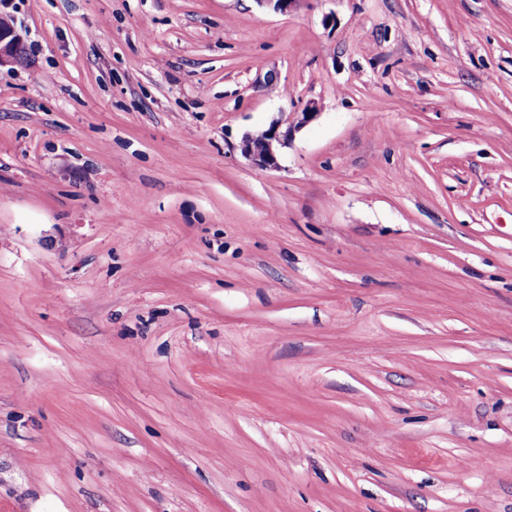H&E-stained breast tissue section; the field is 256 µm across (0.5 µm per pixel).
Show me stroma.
I'll return each mask as SVG.
<instances>
[{
	"label": "stroma",
	"mask_w": 512,
	"mask_h": 512,
	"mask_svg": "<svg viewBox=\"0 0 512 512\" xmlns=\"http://www.w3.org/2000/svg\"><path fill=\"white\" fill-rule=\"evenodd\" d=\"M0 8V512H512V0ZM25 57L26 47L12 18L0 12V66L20 63ZM316 113L310 107L306 112H301L302 118L294 126H288L287 117L271 122L262 130L245 133L240 144L242 156L260 170L279 169V148L286 147L292 138V132L312 119Z\"/></svg>",
	"instance_id": "35a3bbf8"
}]
</instances>
